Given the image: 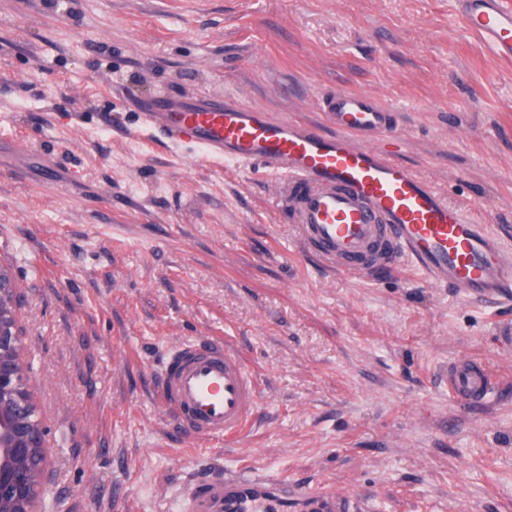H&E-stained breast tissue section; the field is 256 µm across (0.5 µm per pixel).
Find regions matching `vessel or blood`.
<instances>
[{
    "mask_svg": "<svg viewBox=\"0 0 512 512\" xmlns=\"http://www.w3.org/2000/svg\"><path fill=\"white\" fill-rule=\"evenodd\" d=\"M463 29L500 57H512V0H456ZM323 123L287 120L245 107L235 96L184 100L159 92L141 127L165 131L175 148L245 168L262 167L279 189L302 250L358 276L408 265L427 285L466 300L512 303V247L435 185L382 147L396 138V112L376 95L322 94ZM489 372L468 359L448 365V394L485 404ZM156 399L192 438L244 434L260 404L257 378L228 339L197 337L167 359ZM345 512L335 489H307L269 475L214 469L178 502V512Z\"/></svg>",
    "mask_w": 512,
    "mask_h": 512,
    "instance_id": "vessel-or-blood-1",
    "label": "vessel or blood"
}]
</instances>
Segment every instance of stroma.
I'll return each instance as SVG.
<instances>
[{
  "instance_id": "35a3bbf8",
  "label": "stroma",
  "mask_w": 512,
  "mask_h": 512,
  "mask_svg": "<svg viewBox=\"0 0 512 512\" xmlns=\"http://www.w3.org/2000/svg\"><path fill=\"white\" fill-rule=\"evenodd\" d=\"M334 87L398 111V160L512 245V59L462 33L454 0H0V261L24 291L47 512H174L217 459L354 512H512V308L332 270L262 169L128 135L162 89L318 121ZM200 336L259 380L230 446L152 397ZM461 357L491 374L487 404L449 397Z\"/></svg>"
}]
</instances>
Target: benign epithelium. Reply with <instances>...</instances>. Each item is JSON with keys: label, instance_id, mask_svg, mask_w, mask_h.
<instances>
[{"label": "benign epithelium", "instance_id": "benign-epithelium-1", "mask_svg": "<svg viewBox=\"0 0 512 512\" xmlns=\"http://www.w3.org/2000/svg\"><path fill=\"white\" fill-rule=\"evenodd\" d=\"M47 431L27 374L20 287L0 263V512H44Z\"/></svg>", "mask_w": 512, "mask_h": 512}]
</instances>
